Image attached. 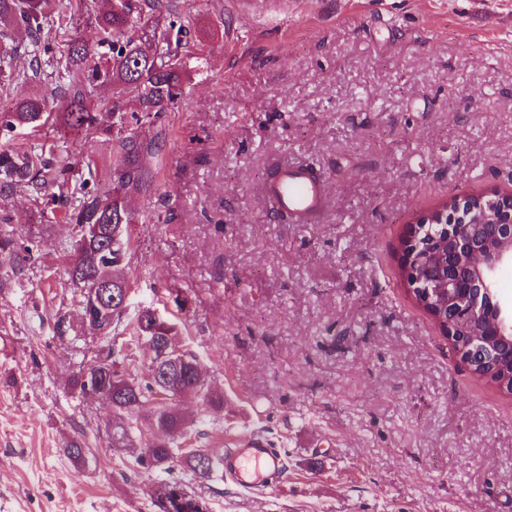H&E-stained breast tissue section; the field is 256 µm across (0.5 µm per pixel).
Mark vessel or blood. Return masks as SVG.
I'll return each mask as SVG.
<instances>
[{
  "label": "vessel or blood",
  "mask_w": 512,
  "mask_h": 512,
  "mask_svg": "<svg viewBox=\"0 0 512 512\" xmlns=\"http://www.w3.org/2000/svg\"><path fill=\"white\" fill-rule=\"evenodd\" d=\"M266 191L298 224L311 223L325 208L326 182L306 167H278ZM220 465L226 481L247 491L262 492L280 487L285 458L265 438L249 435L237 447L225 449Z\"/></svg>",
  "instance_id": "vessel-or-blood-1"
}]
</instances>
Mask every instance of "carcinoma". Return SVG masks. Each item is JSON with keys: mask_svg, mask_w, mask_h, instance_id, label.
<instances>
[{"mask_svg": "<svg viewBox=\"0 0 512 512\" xmlns=\"http://www.w3.org/2000/svg\"><path fill=\"white\" fill-rule=\"evenodd\" d=\"M48 0H0V35L13 28L40 33L47 21ZM97 30L96 48L77 41L71 43L65 63L70 86L69 99L56 121L75 134H100L112 137L116 150L112 160L110 184L101 186L93 176L74 178L75 160L69 153L56 151L0 152V193L31 188L40 191L50 185L66 209V220L83 231L90 224L99 226V233L82 239L71 252L69 279L79 290L86 288V279L100 276L122 289L128 288L126 269L130 246L128 227L137 223L127 197L140 191L147 183L152 142L139 137L138 129L156 124L166 112L180 103L183 84L190 76V56L185 54L189 17L169 10L162 11L158 0H110L108 8L94 17ZM101 87L112 88V125L101 127L88 107V95ZM48 115L37 95L21 96L12 111L0 112V132L18 127L37 128ZM33 244L0 234V260H27ZM82 329L98 336H109L124 323L126 307L101 311L83 298ZM134 329L144 339L151 353L144 376L136 379L120 369L112 352L98 357L80 369L75 385L80 393H107L112 412L144 420L151 438L138 456L147 469L168 472L179 462L202 477L220 470L219 457L198 450L177 447V440L186 428L185 418L177 408L162 402L181 397H195L214 407L223 406V399L209 395L196 373L198 360L186 356L180 367L170 369L165 384L158 381V344L177 335L175 325L159 317L155 311L139 312ZM495 358L504 368L478 378L500 384L509 377L512 389V358L504 347L494 348ZM159 512H209L205 501L188 493L177 484L161 483L154 493Z\"/></svg>", "mask_w": 512, "mask_h": 512, "instance_id": "1", "label": "carcinoma"}]
</instances>
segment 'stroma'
<instances>
[{
	"mask_svg": "<svg viewBox=\"0 0 512 512\" xmlns=\"http://www.w3.org/2000/svg\"><path fill=\"white\" fill-rule=\"evenodd\" d=\"M192 19L201 67L147 136L160 150L132 194L127 317L175 324L223 396L182 399V445L215 454L258 434L287 464L254 495L181 466L148 470L112 445V407L72 386L114 350L149 353L129 333H81L66 275L72 225L25 189L0 194V234L36 245L0 264V512H158L176 481L210 512H512V394L476 378L416 302L403 272L416 223L442 204L512 192V0H162ZM105 0H72L44 29L57 55L96 41ZM0 87L45 94L57 71ZM68 150L107 183L113 143L55 121L0 135L1 150ZM328 185L314 224H290L265 195L276 165ZM71 328L58 335V318ZM80 440L83 462L65 447Z\"/></svg>",
	"mask_w": 512,
	"mask_h": 512,
	"instance_id": "1",
	"label": "stroma"
}]
</instances>
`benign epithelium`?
Here are the masks:
<instances>
[{"mask_svg": "<svg viewBox=\"0 0 512 512\" xmlns=\"http://www.w3.org/2000/svg\"><path fill=\"white\" fill-rule=\"evenodd\" d=\"M439 227V233L430 230ZM512 263V197H484L478 206H453L420 221L407 243L408 282L423 302L439 305L445 335H456L458 320L479 329L456 352L469 367L487 362L489 338L512 349V307L495 299L494 278Z\"/></svg>", "mask_w": 512, "mask_h": 512, "instance_id": "obj_1", "label": "benign epithelium"}]
</instances>
